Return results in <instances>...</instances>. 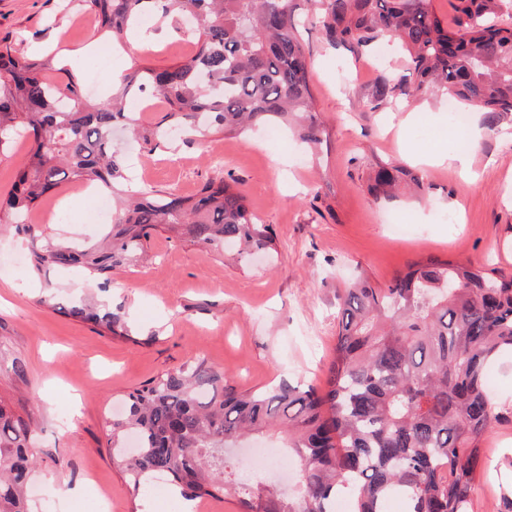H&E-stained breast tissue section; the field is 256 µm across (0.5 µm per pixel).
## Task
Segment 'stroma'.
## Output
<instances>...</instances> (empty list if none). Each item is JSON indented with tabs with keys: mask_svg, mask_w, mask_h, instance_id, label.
<instances>
[{
	"mask_svg": "<svg viewBox=\"0 0 512 512\" xmlns=\"http://www.w3.org/2000/svg\"><path fill=\"white\" fill-rule=\"evenodd\" d=\"M61 0H0V37L13 36L19 53L80 51L88 36L78 12ZM306 49L308 83L323 124L316 149L281 123L246 135H214L211 142L180 140L144 149L124 135L128 165L143 163V180L158 189L194 194L223 175L275 237L272 257L242 263L205 252L170 231H155L150 261L113 270L105 297L124 306L139 342L103 336L87 324L40 305L42 281L31 274L26 243L0 232V403L32 419L45 456L30 496L55 512L97 505L100 512H176L171 495H133L106 446V421L123 396L204 359L242 389L282 379L323 384L333 355L337 312L359 277L387 283L406 264L432 257L470 261L512 276V115L488 130L482 112L469 113V144L461 146L439 94L380 99L382 82H397L405 55L396 47L328 44L309 0H293ZM134 59L104 40L107 62L95 99L109 94L132 60L163 67L194 50L185 19L151 22L132 36ZM413 122H406L407 113ZM464 156L465 165H420L435 147ZM403 166L422 190L373 195L377 165ZM60 185L52 201L28 216L34 229L64 241L90 243L102 231L98 193ZM454 223H446V216ZM25 378L9 369L13 357ZM472 512H503L501 487L512 479V422L484 441Z\"/></svg>",
	"mask_w": 512,
	"mask_h": 512,
	"instance_id": "obj_1",
	"label": "stroma"
}]
</instances>
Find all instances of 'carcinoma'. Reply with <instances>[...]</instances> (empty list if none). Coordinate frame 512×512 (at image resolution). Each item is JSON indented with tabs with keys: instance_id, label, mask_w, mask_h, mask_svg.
Here are the masks:
<instances>
[{
	"instance_id": "carcinoma-1",
	"label": "carcinoma",
	"mask_w": 512,
	"mask_h": 512,
	"mask_svg": "<svg viewBox=\"0 0 512 512\" xmlns=\"http://www.w3.org/2000/svg\"><path fill=\"white\" fill-rule=\"evenodd\" d=\"M99 27L122 44L146 0H83ZM159 21L189 13L196 50L165 67L134 64L112 99L92 104L78 80L30 59L0 40V147L32 138L29 157L0 200V224L27 240L31 269L81 267L104 292L108 273L144 259L152 232L164 226L213 253L238 247V259L273 251V232L224 178L193 195L136 184L112 134L140 125L126 111L136 88L166 102V118L142 135L144 145L172 136L207 139L243 134L273 118L295 117L298 137L320 141L307 80L306 53L295 33L292 0H154ZM317 22L334 46L397 42L406 74L381 97L438 91L482 109L496 128L512 114V24L499 20L503 0H448L446 22L432 0H315ZM99 182L116 215L94 244L54 242L27 215L64 180ZM422 178L391 163L377 166L370 190L388 194ZM39 302L87 323L101 335L132 339L125 314L92 297ZM512 349V277L471 262L415 260L384 285L359 279L339 305L335 356L323 387L281 380L242 390L195 358L124 395L106 443L133 496L156 474L185 501L235 493L240 512H334L338 492L353 512H386L397 494L407 512H470L480 445L504 416L485 383L487 362ZM270 426L284 429L302 463L298 495L242 486L224 449ZM33 422L0 404V512H33L28 486L42 460Z\"/></svg>"
}]
</instances>
